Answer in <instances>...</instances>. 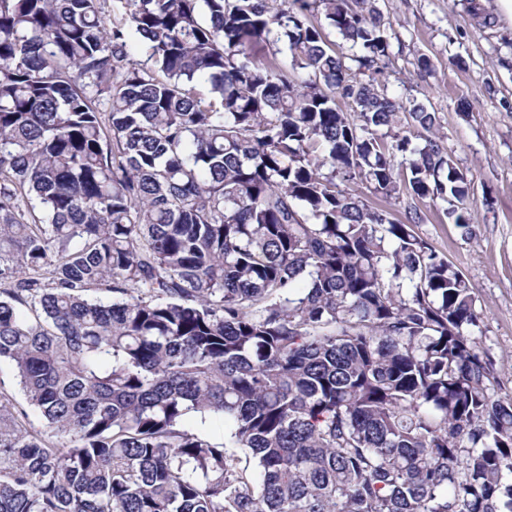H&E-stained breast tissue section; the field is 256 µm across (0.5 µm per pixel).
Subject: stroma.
<instances>
[{
  "instance_id": "1",
  "label": "stroma",
  "mask_w": 512,
  "mask_h": 512,
  "mask_svg": "<svg viewBox=\"0 0 512 512\" xmlns=\"http://www.w3.org/2000/svg\"><path fill=\"white\" fill-rule=\"evenodd\" d=\"M471 0H374L389 39V60L374 72L388 97L422 103L457 167L473 181L471 236L443 207L407 196L367 194L370 205L404 219L416 205V233L474 285L481 343L512 394V23L482 25ZM431 61L430 71L418 67Z\"/></svg>"
}]
</instances>
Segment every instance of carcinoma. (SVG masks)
I'll return each instance as SVG.
<instances>
[{"mask_svg":"<svg viewBox=\"0 0 512 512\" xmlns=\"http://www.w3.org/2000/svg\"><path fill=\"white\" fill-rule=\"evenodd\" d=\"M105 2L0 0V512H512L475 287L351 188L471 233L370 0Z\"/></svg>","mask_w":512,"mask_h":512,"instance_id":"carcinoma-1","label":"carcinoma"}]
</instances>
